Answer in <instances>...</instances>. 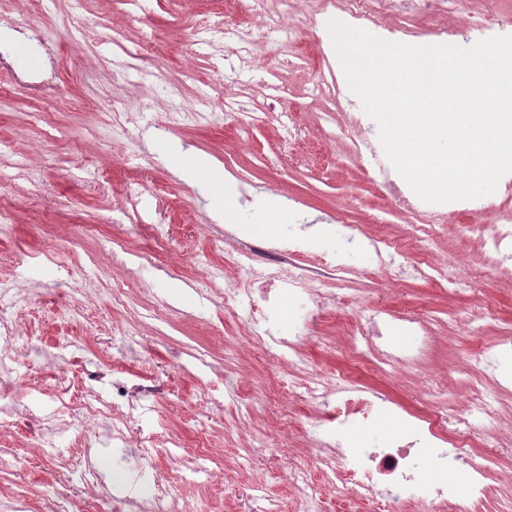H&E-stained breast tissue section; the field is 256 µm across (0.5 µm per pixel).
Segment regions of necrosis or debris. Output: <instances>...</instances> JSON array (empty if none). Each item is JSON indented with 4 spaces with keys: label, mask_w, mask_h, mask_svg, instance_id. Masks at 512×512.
Returning <instances> with one entry per match:
<instances>
[{
    "label": "necrosis or debris",
    "mask_w": 512,
    "mask_h": 512,
    "mask_svg": "<svg viewBox=\"0 0 512 512\" xmlns=\"http://www.w3.org/2000/svg\"><path fill=\"white\" fill-rule=\"evenodd\" d=\"M278 0H255V21L237 25L232 34L237 41V52L243 65L253 63L250 45L266 28L278 27L280 13ZM478 0H341L343 21L365 28L374 35H394L402 39L413 36L407 28L408 18L437 19L439 40L463 39L478 42L494 36L512 33V26L492 20L478 9ZM350 151L367 162L370 183L382 186L394 202L407 206L414 213L452 218L474 210L491 214L492 223L462 224L458 230L465 236L478 238L496 253L512 249V220L501 216L500 207L486 199L455 201L446 204H428L405 195L398 182L399 175L385 153L369 136L363 120L347 134ZM276 264V270L255 264L251 251L239 250L235 260L242 272L239 285L225 289L224 307L234 311L248 310V327L256 335L274 336L277 327V308L280 301H288L299 322L300 331H307L315 321L325 296L312 285L313 274L298 267L297 259L305 254L304 242L291 238L273 244L267 249ZM423 327L419 317L382 318L368 314L355 325V333L365 342L376 360L384 365L403 369L417 361L418 343L408 350H394L392 344L401 334L415 337ZM291 400H303L312 409L313 426L318 435L317 445L323 448L320 458L322 470L331 472L330 484L337 499L370 502L373 512H477L485 499L489 479L496 466L493 458H486L475 468L465 491H457L444 481L422 479L424 469L448 471L467 464L468 433L475 424L494 422L499 414L498 392H476L469 397L467 409L456 417L459 438L441 447L444 440V418L435 413L409 423L408 437L386 441L370 448H350L346 436L352 426L372 420L378 413L388 411L383 398L369 393L355 382L350 371L337 373L335 384L320 380L307 383H289L283 389ZM145 487L152 501V512H180L179 488L187 479L183 471H175L166 479H159L145 469L133 474Z\"/></svg>",
    "instance_id": "1"
}]
</instances>
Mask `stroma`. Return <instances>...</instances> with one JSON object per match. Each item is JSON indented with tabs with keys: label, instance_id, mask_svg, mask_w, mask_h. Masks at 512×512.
Segmentation results:
<instances>
[{
	"label": "stroma",
	"instance_id": "35a3bbf8",
	"mask_svg": "<svg viewBox=\"0 0 512 512\" xmlns=\"http://www.w3.org/2000/svg\"><path fill=\"white\" fill-rule=\"evenodd\" d=\"M253 0H0V33L11 21L38 25L58 59L57 98L29 95L13 70L0 69V279L17 283L29 302L0 303L21 340L23 379L9 402L34 418L0 414V512L15 496L31 507L54 495L52 478L72 457L88 452L104 481L112 463H142L160 474L182 467L183 512H303L297 492L278 475L296 458L321 484L324 512H337L319 471L302 401L281 398L291 379L332 380L353 346L350 323L359 312L417 314L432 336L422 366L385 372L371 360L357 374L368 390L396 400L402 411L348 436L364 447L370 434H401L409 414L445 409L454 415L476 382L496 388L512 378V357L498 342L512 337V273L456 224H482L460 215L439 227L434 270L400 287L370 258V236L386 224L404 238L417 214L396 207L369 186L348 150L356 110L338 103L316 73L343 71L298 0L279 10L295 45L279 37L256 42L262 72L239 69L230 48L211 42L201 20L234 25L252 19ZM232 84H225V77ZM275 111H267L270 93ZM231 95L256 115L246 127L226 117ZM210 100L209 123L174 126L157 135L169 106ZM131 113L112 127L113 110ZM207 157L231 182L222 197L206 177L189 181L165 161L170 145ZM333 225L325 245L302 255L316 265L322 250H343L347 271L320 287L327 303L299 355L281 359L248 339L245 320L225 311L222 292L241 273L230 257L243 244L264 245ZM133 245L135 257L121 248ZM123 307H113L114 287ZM484 305L481 329L457 324L462 310ZM67 377L48 358L59 340ZM482 353L485 365L471 357ZM134 404L130 444L112 445L111 420L88 424L94 395ZM66 403L58 429L41 430L39 416ZM223 449L204 454L202 446Z\"/></svg>",
	"mask_w": 512,
	"mask_h": 512
}]
</instances>
